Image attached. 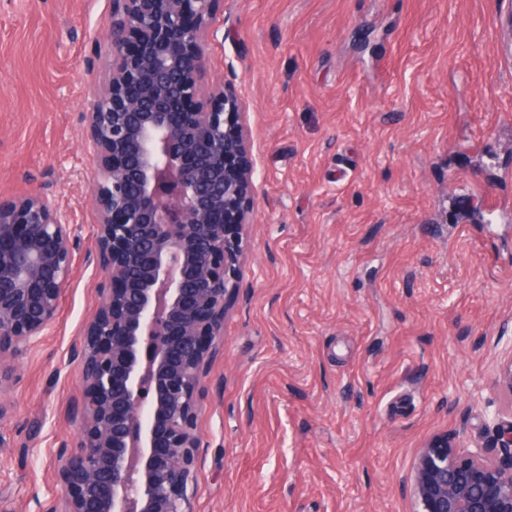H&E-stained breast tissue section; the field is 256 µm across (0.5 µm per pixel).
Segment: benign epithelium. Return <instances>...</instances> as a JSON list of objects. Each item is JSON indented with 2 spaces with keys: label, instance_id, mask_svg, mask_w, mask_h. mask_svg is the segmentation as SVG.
<instances>
[{
  "label": "benign epithelium",
  "instance_id": "7a95c632",
  "mask_svg": "<svg viewBox=\"0 0 512 512\" xmlns=\"http://www.w3.org/2000/svg\"><path fill=\"white\" fill-rule=\"evenodd\" d=\"M224 0H112V74L82 113L97 161L87 262L99 306L72 349L77 437L57 451L64 512H194L197 421L241 279L256 185L235 91L208 80ZM80 228L44 193L0 199V388L55 323ZM499 455L421 449L415 512H512V423Z\"/></svg>",
  "mask_w": 512,
  "mask_h": 512
}]
</instances>
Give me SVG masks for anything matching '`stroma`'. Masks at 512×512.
Wrapping results in <instances>:
<instances>
[{
    "instance_id": "35a3bbf8",
    "label": "stroma",
    "mask_w": 512,
    "mask_h": 512,
    "mask_svg": "<svg viewBox=\"0 0 512 512\" xmlns=\"http://www.w3.org/2000/svg\"><path fill=\"white\" fill-rule=\"evenodd\" d=\"M111 0H0V198L92 240L81 115ZM512 0H224L208 77L247 105L257 202L201 411L195 512H413L421 448L512 422ZM77 254L54 326L0 389V512H41L78 426Z\"/></svg>"
}]
</instances>
